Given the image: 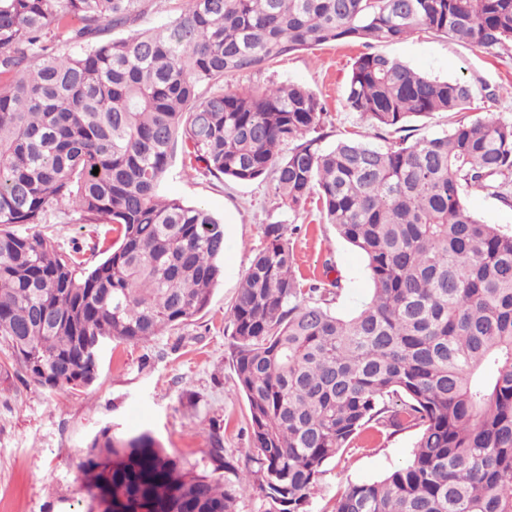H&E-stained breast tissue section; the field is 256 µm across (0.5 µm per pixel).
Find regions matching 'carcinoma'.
Segmentation results:
<instances>
[{
  "label": "carcinoma",
  "instance_id": "carcinoma-1",
  "mask_svg": "<svg viewBox=\"0 0 512 512\" xmlns=\"http://www.w3.org/2000/svg\"><path fill=\"white\" fill-rule=\"evenodd\" d=\"M143 3L0 0V341L12 361L44 389L86 388L94 343L146 342L208 307L224 224L162 195L179 140L194 172L270 176L291 209L317 194L326 223L365 257L372 293L347 320L307 300L318 288L300 287L287 227L265 225L228 313L256 469L239 471L217 433L207 472L148 431L105 426L77 462L84 490L112 494L114 512H237L250 488L264 512H308L326 464L375 422L415 431L410 457L347 481L333 512H512V232L462 197L508 201L512 122L323 148V107L307 87L222 86L330 42L428 31L492 51L512 44V0H185L138 30ZM475 96L380 52L354 61L345 91L351 111L396 131ZM55 206L104 228V259L87 267L77 249L16 230Z\"/></svg>",
  "mask_w": 512,
  "mask_h": 512
}]
</instances>
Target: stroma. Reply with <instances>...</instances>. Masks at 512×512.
Wrapping results in <instances>:
<instances>
[{
    "label": "stroma",
    "mask_w": 512,
    "mask_h": 512,
    "mask_svg": "<svg viewBox=\"0 0 512 512\" xmlns=\"http://www.w3.org/2000/svg\"><path fill=\"white\" fill-rule=\"evenodd\" d=\"M376 51L439 79L469 81L480 90L470 110L438 112L411 120L405 134L371 127L348 109L345 88L355 59L366 53L356 43H328L281 57L267 69L226 76L228 89L298 83L312 90L325 109L326 145L353 139L385 147L406 136H441L460 120L477 116L512 120V45L490 54L443 36L417 33L398 43H379ZM162 190L206 208L226 227L225 272L207 309L186 324L143 343H109L100 353L97 380L73 394L47 391L8 363L0 343V512H86L76 463L103 427L149 431L186 465L209 466V434L224 438V454L238 466L249 463L253 446L248 404L236 386L228 312L239 283L265 240L263 228L283 224L301 286L332 279L340 284L330 308L354 315L371 294L363 255L324 223L316 202L288 210L270 180L236 183L186 171L174 154ZM467 209L484 223L512 232V203L470 190ZM39 230L64 248L86 249L89 264L93 225L77 213L51 212ZM414 443L412 431H368L325 467L309 512H332L346 480L373 481L403 464Z\"/></svg>",
    "instance_id": "obj_1"
}]
</instances>
